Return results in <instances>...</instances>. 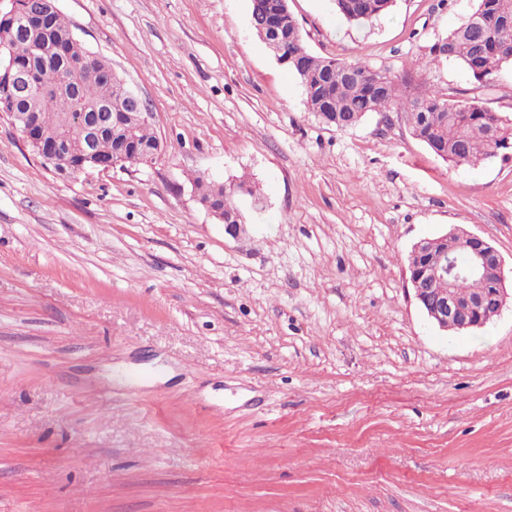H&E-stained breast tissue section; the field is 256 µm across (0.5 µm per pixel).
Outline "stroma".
<instances>
[{
	"label": "stroma",
	"mask_w": 512,
	"mask_h": 512,
	"mask_svg": "<svg viewBox=\"0 0 512 512\" xmlns=\"http://www.w3.org/2000/svg\"><path fill=\"white\" fill-rule=\"evenodd\" d=\"M250 0H56L146 102L152 160L57 178L0 113V512H512V308L438 329L409 283L460 225L512 264V157L341 131ZM475 0L364 28L288 0L314 55L471 83L431 45ZM245 179L246 232L195 178ZM234 195V191H227L224 189V206L216 204L214 200H207L201 202V205L209 211L216 219L224 223L225 231L234 237H237L245 229V224L242 221H237V216L240 210L233 203L229 201V197ZM241 215V214H240Z\"/></svg>",
	"instance_id": "stroma-1"
}]
</instances>
